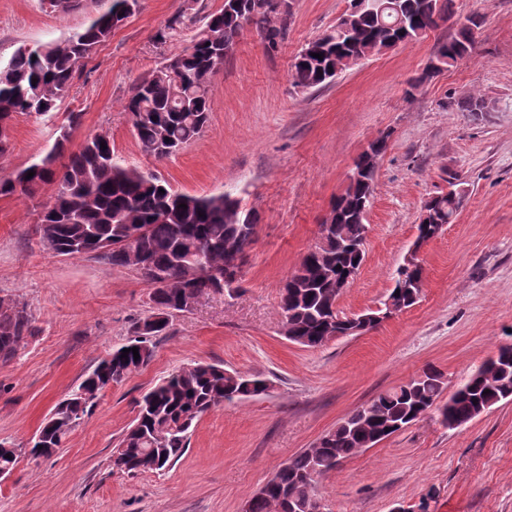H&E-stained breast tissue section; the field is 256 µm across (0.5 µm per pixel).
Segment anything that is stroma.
Listing matches in <instances>:
<instances>
[{"label": "stroma", "instance_id": "stroma-1", "mask_svg": "<svg viewBox=\"0 0 512 512\" xmlns=\"http://www.w3.org/2000/svg\"><path fill=\"white\" fill-rule=\"evenodd\" d=\"M348 2L289 0L286 34L273 49L245 30L212 80L206 129L169 159L141 153L122 104L197 28L163 44L156 33L185 4L201 19L224 0H138L75 79L58 118L14 119L2 178L47 151L61 117L77 112L74 142L107 133L121 163L191 195L230 193L259 226L240 292L203 297L171 318L166 335L152 339L150 364L101 392L55 455L21 458L0 483V512H240L290 458L378 394L429 367L452 394L512 344V0H454L451 20L421 38L324 87L295 88L296 56ZM94 9V0L69 15L41 0H0V58L63 40ZM473 16L482 20L473 52L419 82L438 46ZM473 95L489 111H461ZM383 133L389 141L367 213L365 260L340 295L342 314L383 304L427 200L455 180L467 190L465 204L425 248L416 304L363 335L300 346L281 332V286L317 242L355 158ZM37 211V201L0 197V299L25 303L34 325L15 357L0 363V441L17 445L151 312L150 289L135 272L41 246ZM196 362L259 374L272 387L202 416L173 466L135 475L113 469L138 400ZM315 493L322 512H512V399L454 429L429 411L320 477Z\"/></svg>", "mask_w": 512, "mask_h": 512}]
</instances>
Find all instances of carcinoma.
Segmentation results:
<instances>
[{
	"mask_svg": "<svg viewBox=\"0 0 512 512\" xmlns=\"http://www.w3.org/2000/svg\"><path fill=\"white\" fill-rule=\"evenodd\" d=\"M84 0H48L54 12L73 13ZM284 10L253 7L254 0H224L222 8L206 16L201 32L181 53L165 59L147 77L135 83L124 104L141 151L156 160L166 159L206 127L211 111L209 86L224 67L245 28L256 31L268 47L283 38L289 15ZM104 8L90 21L60 42L18 48L0 63V124H9L18 114L51 117L68 96L74 80L96 48L110 39L125 14L134 13L138 0H99ZM402 25H393L388 11L376 8L345 12L330 31L309 42L294 62L291 77L295 87L311 89L336 79L358 62L416 39L451 18L450 0H394ZM478 18H469L456 35L441 44L436 56L451 66L476 43ZM319 53L322 59L313 57ZM81 114L71 112L57 128L49 150L7 178L0 180V197L34 199L53 187L41 204L35 232L40 243L59 256L100 257L125 267L147 283L153 325L136 322L134 339L102 358L71 393L58 402L55 416L43 421L38 432L54 448L95 405L99 394L146 367L154 357L148 337L162 335L169 319L188 311L186 299L209 293L239 292L240 280H227L228 271L242 270L249 237L257 215L244 210L229 193L195 196L179 192L153 173L121 165L114 157L108 136L86 138L70 147ZM106 148H101V144ZM34 176L26 178L28 172ZM375 176L348 185L345 194L331 206L329 225L321 224L324 244L315 254L303 257L291 275L293 287H282L280 307L303 347L325 344L331 300L336 282L360 265L356 246L366 241L368 227L361 208L369 207ZM467 192L431 198L438 223H448L463 207ZM187 208H182V205ZM143 230L139 238L141 258L119 245L124 231ZM422 270L397 267L390 295L404 301V308L418 300L415 286ZM34 334L26 307L0 300V362L10 361L26 337ZM138 348L139 359L125 348ZM270 388L256 375L230 372L221 366L196 363L183 367L157 383L139 403L137 417L114 451L112 465L127 473L167 468L188 448L193 423L206 413L259 396ZM490 393H485V390ZM444 390L443 376L431 369L424 379H412L385 391L353 411L319 443L291 458L275 475V481L250 498V512H276L281 496L291 494L301 501L314 499L316 480L366 447L378 433L390 436L413 421L425 405L433 406ZM512 397V347H500L495 357L473 373L454 393L451 403L439 408L441 418L458 423L476 417L479 409Z\"/></svg>",
	"mask_w": 512,
	"mask_h": 512,
	"instance_id": "obj_1",
	"label": "carcinoma"
}]
</instances>
